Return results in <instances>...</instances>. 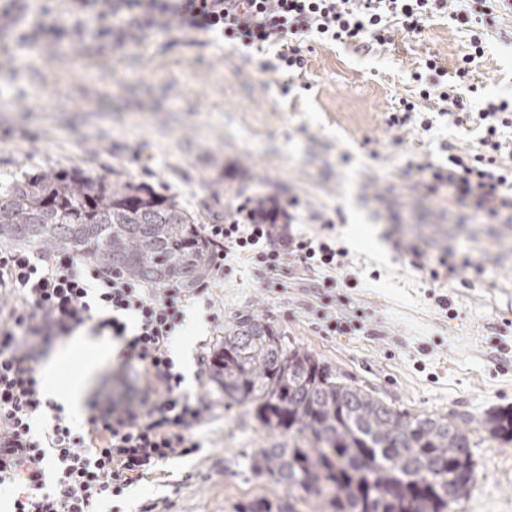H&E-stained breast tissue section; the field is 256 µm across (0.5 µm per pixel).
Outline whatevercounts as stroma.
<instances>
[{
    "label": "stroma",
    "mask_w": 512,
    "mask_h": 512,
    "mask_svg": "<svg viewBox=\"0 0 512 512\" xmlns=\"http://www.w3.org/2000/svg\"><path fill=\"white\" fill-rule=\"evenodd\" d=\"M470 33L445 12L420 33L363 49L305 48L301 73L260 71L270 51L246 55L211 34L148 33L145 48L38 33L40 48L15 61L0 35V184L14 174L79 168L104 182L132 178L174 197L209 223L238 202L273 199L289 233L334 239L342 267L291 262L283 286L259 263L229 252L205 297L186 312L172 352L184 388L206 405L199 449L160 464L125 489V512H239L257 497L292 501L295 512H334L328 496L288 491L252 464L288 436L269 429L253 404L224 398L208 361L224 327L258 315L334 372L410 415H453L466 431L475 470L451 512H512V453L485 430L491 411L512 406V211L494 220L430 192L416 164L447 166L470 152L482 99L512 96V44L489 39L464 93L470 116L453 124L437 101L390 126L426 57L454 74ZM366 224L358 245L352 227ZM415 245L417 259L408 253ZM471 247L480 262L432 281L429 260ZM447 296L450 310L436 303ZM349 307L361 326L331 331L324 311Z\"/></svg>",
    "instance_id": "obj_1"
}]
</instances>
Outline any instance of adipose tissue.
I'll use <instances>...</instances> for the list:
<instances>
[{
	"label": "adipose tissue",
	"instance_id": "ef3b65f1",
	"mask_svg": "<svg viewBox=\"0 0 512 512\" xmlns=\"http://www.w3.org/2000/svg\"><path fill=\"white\" fill-rule=\"evenodd\" d=\"M116 353L117 350L111 340L85 332L78 333L72 336L66 348L51 360L43 373L44 379L48 388H55L56 376L61 369L73 366L74 371L69 375L65 388L61 389V395L67 400H75L81 394L87 374L96 367L99 360Z\"/></svg>",
	"mask_w": 512,
	"mask_h": 512
}]
</instances>
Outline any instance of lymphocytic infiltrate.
<instances>
[{
    "label": "lymphocytic infiltrate",
    "mask_w": 512,
    "mask_h": 512,
    "mask_svg": "<svg viewBox=\"0 0 512 512\" xmlns=\"http://www.w3.org/2000/svg\"><path fill=\"white\" fill-rule=\"evenodd\" d=\"M450 9V18L472 29L456 66V82L443 78L436 58H427L413 79L421 99L446 102L454 123L466 103L459 93L487 36H506L502 15L512 0H66L77 35L124 45L147 31L199 30L238 42L245 50L274 52L269 69L302 71L305 41L385 44L391 21L420 32L429 10ZM477 117L484 135L473 155H449L447 171L418 165L421 176L447 182L458 203L497 218L512 210V165L504 164L502 132L512 128V100L491 99ZM217 246L215 269L228 251L262 264L278 277L287 256L305 267L336 268L344 250L286 235L268 247L273 225L263 223L248 202L236 204L221 224L205 225ZM0 488L15 493L13 512H95L106 496L119 494L163 462L198 448L194 430L202 402L187 393L172 343L185 321L190 298L181 288H155L69 253L40 255L0 249ZM120 340L137 382L134 397L94 403L82 427L42 388L39 346H49L80 328Z\"/></svg>",
    "instance_id": "f902f5d3"
}]
</instances>
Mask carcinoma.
Instances as JSON below:
<instances>
[{"instance_id": "obj_1", "label": "carcinoma", "mask_w": 512, "mask_h": 512, "mask_svg": "<svg viewBox=\"0 0 512 512\" xmlns=\"http://www.w3.org/2000/svg\"><path fill=\"white\" fill-rule=\"evenodd\" d=\"M202 215L144 183H105L79 169L16 174L0 186V241L66 251L154 285L194 288L213 271L215 247ZM225 397L253 403L270 429L288 431V447L263 448L259 471L290 489L335 494L336 512H448L472 480L448 479L469 438L452 417L393 409L335 374L267 320L242 316L224 330L211 358ZM484 425L512 441V410ZM240 512H294L266 497Z\"/></svg>"}]
</instances>
